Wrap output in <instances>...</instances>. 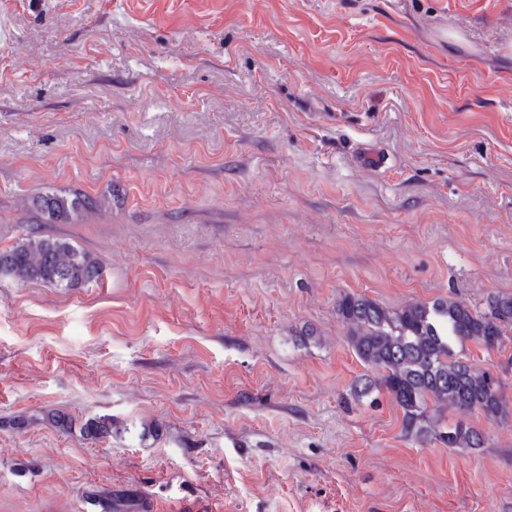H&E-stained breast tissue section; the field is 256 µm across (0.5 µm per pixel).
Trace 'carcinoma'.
<instances>
[{"label":"carcinoma","instance_id":"obj_1","mask_svg":"<svg viewBox=\"0 0 512 512\" xmlns=\"http://www.w3.org/2000/svg\"><path fill=\"white\" fill-rule=\"evenodd\" d=\"M100 201L82 194L73 198L46 195L40 210L55 220L71 213L98 209ZM6 269L0 273L19 282H39L75 288L101 276L99 261L70 242L33 232L0 251ZM336 316L347 328V341L357 357L378 378L357 379L358 401L385 389L401 411L402 430L424 443L432 439L448 448H481V430L460 418L445 428L433 427L430 407L459 414L479 413L488 420H505L512 407L500 375L479 367L457 348L470 341L487 350L512 341V294L490 292L483 306L471 308L452 298L389 307L362 294L345 293L336 302ZM40 421L86 439L112 436V417L88 418L77 424L62 412L48 411ZM87 498L102 512L133 506L122 491H91Z\"/></svg>","mask_w":512,"mask_h":512}]
</instances>
